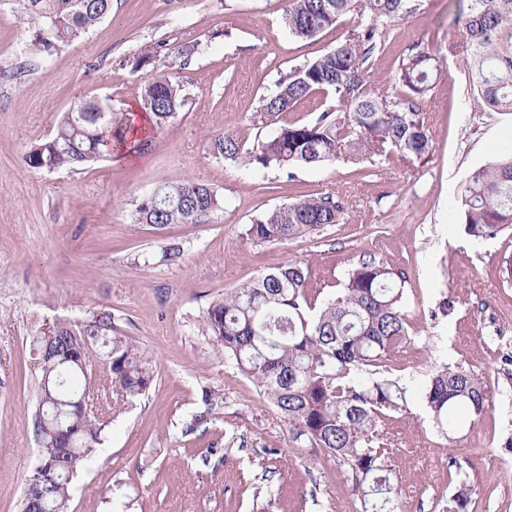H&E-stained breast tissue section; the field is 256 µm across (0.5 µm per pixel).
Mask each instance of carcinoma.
Segmentation results:
<instances>
[{
	"label": "carcinoma",
	"mask_w": 512,
	"mask_h": 512,
	"mask_svg": "<svg viewBox=\"0 0 512 512\" xmlns=\"http://www.w3.org/2000/svg\"><path fill=\"white\" fill-rule=\"evenodd\" d=\"M464 16L461 53L474 104L481 112H512V0H457ZM33 31L32 45L50 61L112 14V0H14ZM423 0H287L284 22L291 36L313 39L346 14L357 25L334 48L284 74L263 97L251 145L235 133L209 138V153L263 169L357 161L395 150L420 158L431 141L421 102L441 73L443 59L417 45L399 57L386 85H373L364 64L386 45L391 23L420 11ZM189 42L167 53L169 65L140 84V106L149 127H162L189 102L180 73L200 53ZM334 92L337 106L312 123L282 121L303 99ZM103 100L70 107L54 134L23 155L32 169L92 166L112 153L149 150L152 139L126 126ZM218 192L193 179L158 184L133 213L134 223L164 227L201 224L221 207ZM458 209L473 240L512 228V147H495L466 180ZM342 200L310 196L263 213L249 225L256 243H282L344 222ZM310 267L290 259L224 292L203 312V330L224 356L253 382L297 438L303 437L347 467L363 512H398L402 485L394 478L393 441L386 421L407 409L406 388L390 378L388 361L411 343L405 311L407 276L401 269L360 257L347 273L340 295L320 306L309 301ZM46 351L38 392L35 432L41 445L27 482L22 512H66L71 478L80 462L101 444L109 416H86L72 403L99 393L110 379L122 400L132 402L151 387L152 361L114 333L112 312L101 310L81 324L55 323L34 338ZM96 368L86 374L69 362L75 347ZM422 400L446 434L458 432L486 412L483 381L461 365L443 364L427 375ZM471 492L459 483L448 512H469Z\"/></svg>",
	"instance_id": "1"
}]
</instances>
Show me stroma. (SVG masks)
I'll return each mask as SVG.
<instances>
[{"instance_id":"stroma-1","label":"stroma","mask_w":512,"mask_h":512,"mask_svg":"<svg viewBox=\"0 0 512 512\" xmlns=\"http://www.w3.org/2000/svg\"><path fill=\"white\" fill-rule=\"evenodd\" d=\"M286 0H112V15L84 40L43 61L32 33L0 8V512H21L40 443L34 432L42 378L32 338L54 323L107 309L119 335L151 356L155 381L119 408L102 443L79 466L67 512H362L349 474L322 449L293 437L276 409L203 334L218 295L289 259L310 264V290L335 282L370 254L408 277L412 342L392 374L410 388L408 409L386 428L404 495L402 512H446L456 481L470 512H512V282L501 276L512 232L481 242L464 232L454 201L490 146L512 142V112L476 111L448 45L457 8L425 0L392 23L365 65L388 80L399 54L419 44L443 69L423 105L431 149L422 158L375 156L286 174L208 152L214 132L253 142L254 117L280 76L336 46L358 21L349 13L315 39L289 35ZM195 40L182 71L188 107L159 130L148 153L92 167H25L28 148L52 135L82 98H110L139 113L146 49ZM195 179L224 204L203 224H136L137 203L165 181ZM339 197L343 223L284 243L246 235L252 220L316 195ZM179 246L178 262L161 261ZM447 314H439L442 302ZM463 364L486 385L487 414L448 439L429 419L419 387L432 367ZM204 416L194 424L195 416Z\"/></svg>"}]
</instances>
